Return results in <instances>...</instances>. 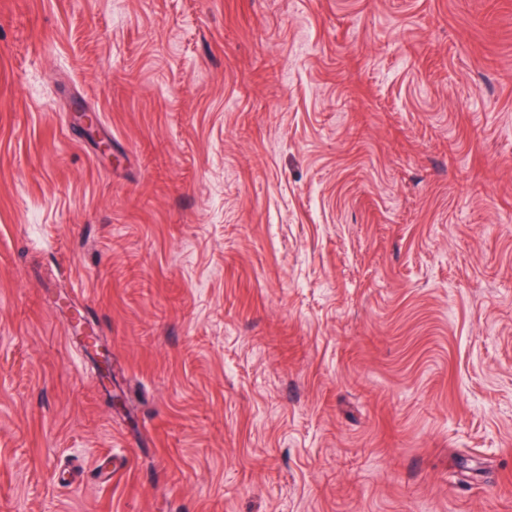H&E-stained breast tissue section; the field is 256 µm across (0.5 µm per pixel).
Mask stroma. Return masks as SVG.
I'll return each mask as SVG.
<instances>
[{
  "mask_svg": "<svg viewBox=\"0 0 512 512\" xmlns=\"http://www.w3.org/2000/svg\"><path fill=\"white\" fill-rule=\"evenodd\" d=\"M0 512H512V0H0Z\"/></svg>",
  "mask_w": 512,
  "mask_h": 512,
  "instance_id": "1",
  "label": "stroma"
}]
</instances>
